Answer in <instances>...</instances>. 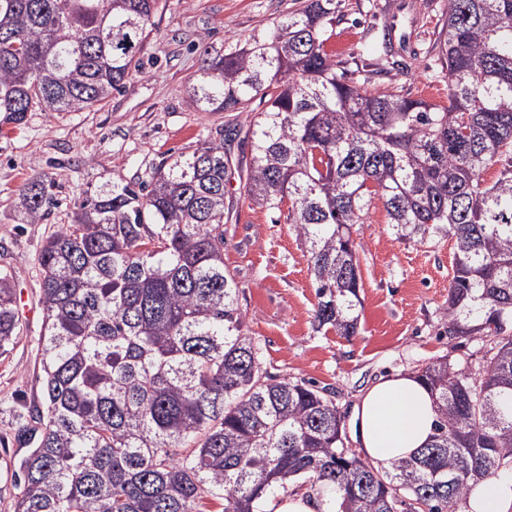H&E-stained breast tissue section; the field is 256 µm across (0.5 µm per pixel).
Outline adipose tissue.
<instances>
[{
  "label": "adipose tissue",
  "mask_w": 512,
  "mask_h": 512,
  "mask_svg": "<svg viewBox=\"0 0 512 512\" xmlns=\"http://www.w3.org/2000/svg\"><path fill=\"white\" fill-rule=\"evenodd\" d=\"M355 441L375 468L408 459L434 433L437 412L416 375L398 372L369 387L353 409ZM466 512H512V462L471 484Z\"/></svg>",
  "instance_id": "1"
}]
</instances>
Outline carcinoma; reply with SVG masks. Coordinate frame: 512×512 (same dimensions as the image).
I'll use <instances>...</instances> for the list:
<instances>
[{
  "label": "carcinoma",
  "instance_id": "cac0c4a2",
  "mask_svg": "<svg viewBox=\"0 0 512 512\" xmlns=\"http://www.w3.org/2000/svg\"><path fill=\"white\" fill-rule=\"evenodd\" d=\"M157 2L0 0V121L100 106L136 65ZM340 2L302 0L268 34L204 60L197 108L244 120L143 182L112 183L45 239L42 402L16 433L36 447L20 461L14 512H203L207 500L264 512L269 492L291 486L330 495L333 512H461L469 483L512 457V0H448L446 105L328 53ZM234 172L239 197L288 204L318 330L358 331L352 229L373 200L402 239L454 240L448 335L486 341V366L474 377L442 357L421 371L434 435L390 471L344 446L327 389L263 368L224 269ZM20 197L42 220L46 185ZM22 335L0 269V357Z\"/></svg>",
  "mask_w": 512,
  "mask_h": 512
}]
</instances>
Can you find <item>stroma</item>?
Returning a JSON list of instances; mask_svg holds the SVG:
<instances>
[{"mask_svg": "<svg viewBox=\"0 0 512 512\" xmlns=\"http://www.w3.org/2000/svg\"><path fill=\"white\" fill-rule=\"evenodd\" d=\"M296 0H159L153 31L123 88L86 112L26 113L0 123V269L11 270L24 332L0 359V512H11L16 462L27 454L15 438L29 407L42 400L39 337L43 324L37 256L57 225L72 223L78 205L112 182L145 180L163 158L191 152L208 129L228 120L200 112L190 87L204 57L272 29ZM448 18L447 0H342L327 46L347 60L360 39L378 42L372 65L381 80L412 99L448 101L445 62L435 43ZM53 183L55 202L28 223L20 188ZM227 186L224 265L272 376L328 388L355 448L352 413L360 396L397 371L419 372L441 357L471 373L483 369L479 338H454L444 309L453 276L449 238L398 239L381 203L356 225L360 245V325L352 336L315 329L316 288L304 245L286 212L240 199Z\"/></svg>", "mask_w": 512, "mask_h": 512, "instance_id": "stroma-1", "label": "stroma"}]
</instances>
